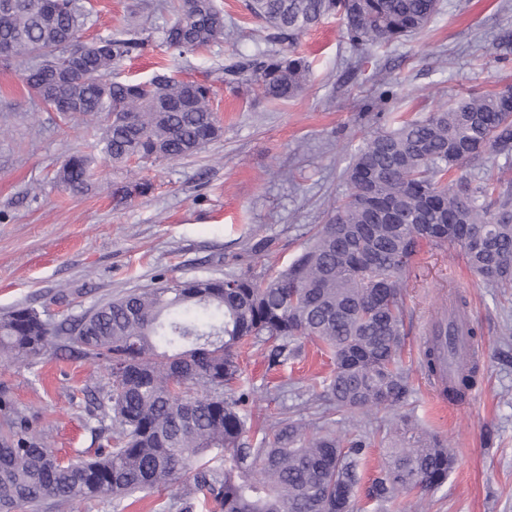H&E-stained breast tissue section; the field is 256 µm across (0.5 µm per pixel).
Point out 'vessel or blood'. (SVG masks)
Returning a JSON list of instances; mask_svg holds the SVG:
<instances>
[{"mask_svg": "<svg viewBox=\"0 0 512 512\" xmlns=\"http://www.w3.org/2000/svg\"><path fill=\"white\" fill-rule=\"evenodd\" d=\"M429 342L440 352V370L434 379L438 399L451 406L470 404L474 395L460 390L458 379L467 365L479 364L481 351L466 326L459 324L457 316H449L446 334L430 336Z\"/></svg>", "mask_w": 512, "mask_h": 512, "instance_id": "1", "label": "vessel or blood"}]
</instances>
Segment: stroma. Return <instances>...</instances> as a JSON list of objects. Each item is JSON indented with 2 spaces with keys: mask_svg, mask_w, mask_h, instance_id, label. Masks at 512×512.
Listing matches in <instances>:
<instances>
[{
  "mask_svg": "<svg viewBox=\"0 0 512 512\" xmlns=\"http://www.w3.org/2000/svg\"><path fill=\"white\" fill-rule=\"evenodd\" d=\"M91 11L84 41L136 28L166 27L167 0H80ZM234 32L188 56L152 40L113 73L145 80L161 67L183 79L209 78L223 135L190 156L116 165L96 156L88 185L59 183L64 159L89 151L99 131L73 115L48 111L29 94L16 63L0 61V312L26 304L59 321L135 289L177 280L258 276L287 266L326 223L348 191L343 173L356 150L397 117L419 118L461 94L512 85V0H440L427 28L364 49L328 18L294 48L311 74L287 101L224 83L225 65L275 51L245 0H217ZM389 89L379 99L381 89ZM150 184L123 203L114 190L129 172ZM467 301L485 351L474 401L441 408L424 367L431 317L448 312V295ZM403 361L413 390L405 405L329 413L314 383L333 364L315 346L302 359L269 370L243 349L247 409L267 423L292 418L329 424L370 441L357 505L376 512L364 489L385 463L401 418L437 434L454 450L448 478L429 491L400 490L399 512H512V290L486 287L460 247L423 248L404 290ZM103 367L52 353L33 367L0 361V389L49 436L62 457L92 447L84 428L88 391ZM164 488L135 494L124 510L98 498L59 512H170Z\"/></svg>",
  "mask_w": 512,
  "mask_h": 512,
  "instance_id": "1",
  "label": "stroma"
}]
</instances>
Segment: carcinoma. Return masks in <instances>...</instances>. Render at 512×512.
<instances>
[{
  "mask_svg": "<svg viewBox=\"0 0 512 512\" xmlns=\"http://www.w3.org/2000/svg\"><path fill=\"white\" fill-rule=\"evenodd\" d=\"M246 8L265 23L266 42L291 46L334 16L352 45L367 47L423 30L439 0H246ZM171 11L176 19L160 39L181 55L224 36L215 0H172ZM88 17L77 0H56L51 12L42 0H0V44L26 61L29 91L42 102L71 99L76 115L94 124L107 118L95 150L115 163L168 161L222 134L208 79L112 78L154 34L134 30L83 43ZM68 46L86 63L59 80L50 62ZM224 73L282 101L303 90L310 65L274 52L243 57ZM510 92L508 85L463 96L370 138L345 170L348 193L282 270L134 290L58 322L31 305L1 312V358L33 365L60 347L102 363L107 381L92 393L95 424L87 425L105 443L91 457L66 461L0 391V512H44L107 495L118 505L185 475L189 484L170 498L178 512H354L367 441L280 420L249 442V414L241 398L229 396L245 387L238 350L251 340L272 367L299 357L304 338L333 357L319 393L328 410L405 404L411 384L402 359L403 288L420 249L457 244L487 287L512 288V189L461 173L487 152L512 162ZM94 158L67 157L60 181L82 189ZM148 189L134 181L115 197ZM389 207L399 223L382 215ZM395 433L400 446L389 449L366 491L381 512H389L399 489L434 488L454 467L447 445L415 431L409 419Z\"/></svg>",
  "mask_w": 512,
  "mask_h": 512,
  "instance_id": "obj_1",
  "label": "carcinoma"
}]
</instances>
